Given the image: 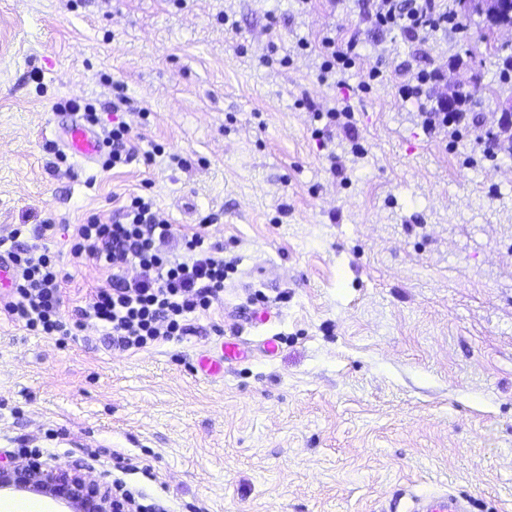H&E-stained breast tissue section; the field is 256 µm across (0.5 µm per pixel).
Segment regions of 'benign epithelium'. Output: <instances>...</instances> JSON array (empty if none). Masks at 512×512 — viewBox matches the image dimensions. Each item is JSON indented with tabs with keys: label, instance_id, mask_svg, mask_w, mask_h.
Returning <instances> with one entry per match:
<instances>
[{
	"label": "benign epithelium",
	"instance_id": "7a95c632",
	"mask_svg": "<svg viewBox=\"0 0 512 512\" xmlns=\"http://www.w3.org/2000/svg\"><path fill=\"white\" fill-rule=\"evenodd\" d=\"M27 492L60 498L72 512H132L133 503L112 494L105 478L90 479L74 465L61 467L33 455L18 459L10 454L0 459V491Z\"/></svg>",
	"mask_w": 512,
	"mask_h": 512
}]
</instances>
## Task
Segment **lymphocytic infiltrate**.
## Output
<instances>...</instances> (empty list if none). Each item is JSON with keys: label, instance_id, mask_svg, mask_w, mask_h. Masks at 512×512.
<instances>
[{"label": "lymphocytic infiltrate", "instance_id": "1", "mask_svg": "<svg viewBox=\"0 0 512 512\" xmlns=\"http://www.w3.org/2000/svg\"><path fill=\"white\" fill-rule=\"evenodd\" d=\"M379 26H397L425 40L448 28V12L437 0H376ZM22 228H14L0 248L17 271L0 314L27 330L59 341L77 339L87 322L100 323L113 350L138 351L186 335L190 314L208 310L224 292V260L209 245L205 233L184 239L188 256L170 259L164 245L174 234L151 199L136 196L121 221L98 219L77 225L70 251L111 265L109 287L94 291L74 318L64 319V278L58 255L49 243L19 244Z\"/></svg>", "mask_w": 512, "mask_h": 512}]
</instances>
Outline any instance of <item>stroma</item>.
<instances>
[{"label": "stroma", "instance_id": "1", "mask_svg": "<svg viewBox=\"0 0 512 512\" xmlns=\"http://www.w3.org/2000/svg\"><path fill=\"white\" fill-rule=\"evenodd\" d=\"M374 10L0 0V238L21 224L32 245L54 220L64 316L112 279L71 255L75 225L114 222L134 195L231 266L187 335L143 351L112 352L93 324L63 345L0 317V451L110 474L154 512H404L429 490L512 512V158L480 139L498 65L481 26L421 42ZM327 35L358 43L341 84L318 78ZM456 60L480 70L481 107L425 133L427 98L399 88ZM119 92L134 109L118 116ZM73 99L100 133L130 125L131 161L57 143L50 116ZM344 106L349 128L315 137ZM224 341L241 358L196 374Z\"/></svg>", "mask_w": 512, "mask_h": 512}]
</instances>
